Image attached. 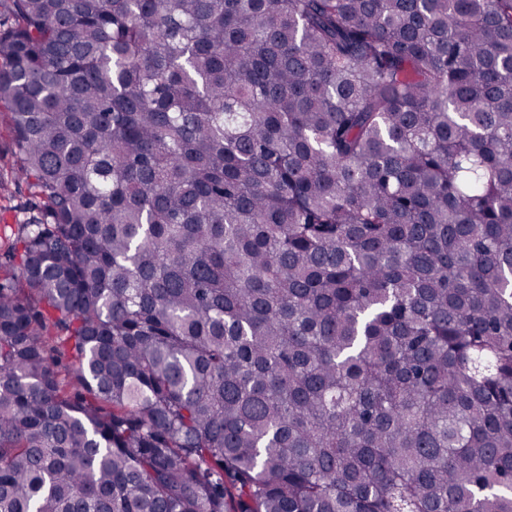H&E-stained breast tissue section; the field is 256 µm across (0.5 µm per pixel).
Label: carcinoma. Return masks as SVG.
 <instances>
[{
  "label": "carcinoma",
  "mask_w": 512,
  "mask_h": 512,
  "mask_svg": "<svg viewBox=\"0 0 512 512\" xmlns=\"http://www.w3.org/2000/svg\"><path fill=\"white\" fill-rule=\"evenodd\" d=\"M0 106V512H512V0H0ZM11 117L4 109L0 112V175L10 177L16 166L10 136ZM31 197V190L24 182H16L8 194L0 195V253L11 248L17 234V221Z\"/></svg>",
  "instance_id": "1"
}]
</instances>
